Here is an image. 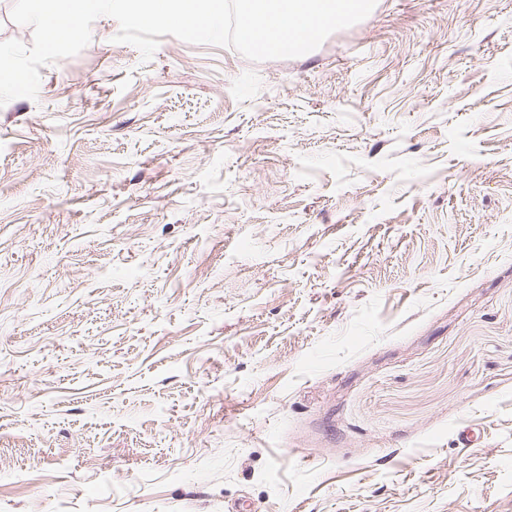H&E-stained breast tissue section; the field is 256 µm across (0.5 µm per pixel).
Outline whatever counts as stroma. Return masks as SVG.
<instances>
[{
	"mask_svg": "<svg viewBox=\"0 0 512 512\" xmlns=\"http://www.w3.org/2000/svg\"><path fill=\"white\" fill-rule=\"evenodd\" d=\"M118 31L0 107V512H512V0Z\"/></svg>",
	"mask_w": 512,
	"mask_h": 512,
	"instance_id": "obj_1",
	"label": "stroma"
}]
</instances>
